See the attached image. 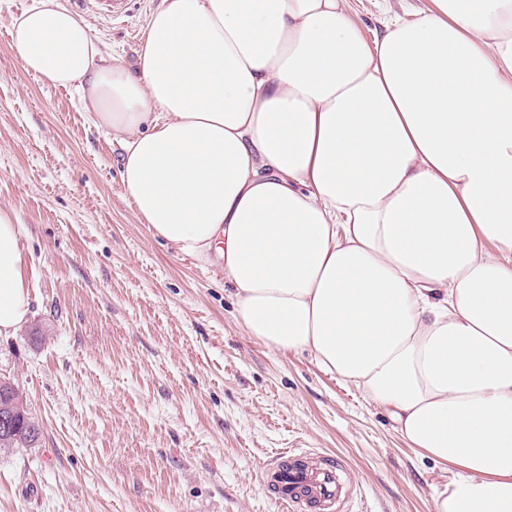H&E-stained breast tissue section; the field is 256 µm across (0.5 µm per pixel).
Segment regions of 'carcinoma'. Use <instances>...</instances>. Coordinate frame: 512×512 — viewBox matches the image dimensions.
<instances>
[{"mask_svg": "<svg viewBox=\"0 0 512 512\" xmlns=\"http://www.w3.org/2000/svg\"><path fill=\"white\" fill-rule=\"evenodd\" d=\"M0 415L8 419V428L0 425V452L16 448H32L40 437L39 424L17 384L10 378H0Z\"/></svg>", "mask_w": 512, "mask_h": 512, "instance_id": "carcinoma-1", "label": "carcinoma"}]
</instances>
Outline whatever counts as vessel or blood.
Instances as JSON below:
<instances>
[{
    "label": "vessel or blood",
    "instance_id": "vessel-or-blood-1",
    "mask_svg": "<svg viewBox=\"0 0 512 512\" xmlns=\"http://www.w3.org/2000/svg\"><path fill=\"white\" fill-rule=\"evenodd\" d=\"M80 9L112 21L129 12V0H77ZM262 476L283 512H353L361 490L345 478L344 463L328 454L292 448L275 454Z\"/></svg>",
    "mask_w": 512,
    "mask_h": 512
}]
</instances>
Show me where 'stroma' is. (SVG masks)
Returning <instances> with one entry per match:
<instances>
[{"label": "stroma", "instance_id": "stroma-1", "mask_svg": "<svg viewBox=\"0 0 512 512\" xmlns=\"http://www.w3.org/2000/svg\"><path fill=\"white\" fill-rule=\"evenodd\" d=\"M31 3L0 0V209L19 224L30 303L0 336V376L18 383L41 438L0 453V512H281L261 467L282 448L345 460L360 512H431L452 471L309 354L246 336L218 268L138 218L120 143L11 45ZM160 3L132 0L119 23L80 17L134 71ZM350 4L370 39L383 9L422 0Z\"/></svg>", "mask_w": 512, "mask_h": 512}]
</instances>
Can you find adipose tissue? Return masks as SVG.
<instances>
[{
    "mask_svg": "<svg viewBox=\"0 0 512 512\" xmlns=\"http://www.w3.org/2000/svg\"><path fill=\"white\" fill-rule=\"evenodd\" d=\"M162 0L130 72L58 0L10 37L123 148L153 236L220 264L245 333L453 467L433 512H512V0ZM0 210V336L29 315ZM352 15L361 27L368 40H372L377 31H381L380 21L384 7L403 14L404 11L414 10L424 6L421 0H351Z\"/></svg>",
    "mask_w": 512,
    "mask_h": 512,
    "instance_id": "ef3b65f1",
    "label": "adipose tissue"
}]
</instances>
